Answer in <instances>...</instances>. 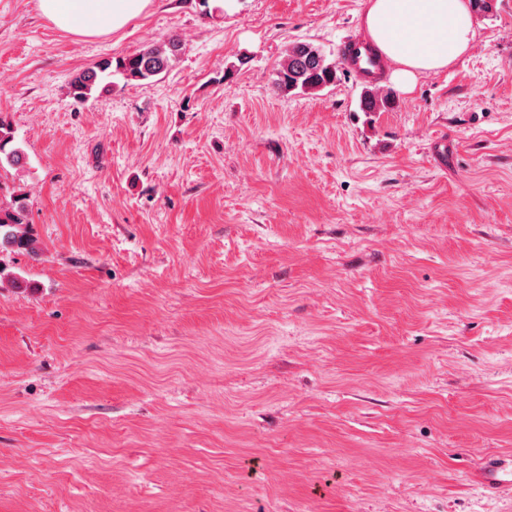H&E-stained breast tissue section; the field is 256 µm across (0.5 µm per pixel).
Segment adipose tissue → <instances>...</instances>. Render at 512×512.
Listing matches in <instances>:
<instances>
[{
	"mask_svg": "<svg viewBox=\"0 0 512 512\" xmlns=\"http://www.w3.org/2000/svg\"><path fill=\"white\" fill-rule=\"evenodd\" d=\"M152 0H38L41 15L82 38H101L145 13ZM362 23L394 66L392 79L410 87L466 54L474 37L469 0H366Z\"/></svg>",
	"mask_w": 512,
	"mask_h": 512,
	"instance_id": "adipose-tissue-1",
	"label": "adipose tissue"
}]
</instances>
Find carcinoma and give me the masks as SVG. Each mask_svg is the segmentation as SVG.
<instances>
[{
  "instance_id": "cac0c4a2",
  "label": "carcinoma",
  "mask_w": 512,
  "mask_h": 512,
  "mask_svg": "<svg viewBox=\"0 0 512 512\" xmlns=\"http://www.w3.org/2000/svg\"><path fill=\"white\" fill-rule=\"evenodd\" d=\"M178 40L155 42L142 51L116 61L106 58L86 71L79 73L71 82V95L77 102L90 99L96 89L112 91V77L120 76L124 82L146 81L169 69L181 54ZM338 63L327 60L320 47L297 42L288 47L285 55L275 67L274 86L281 93L320 91L336 83ZM394 96L376 88L364 90L360 107L364 112H385L392 107ZM14 137L11 127L0 117V169L10 167L17 171L24 168L25 154L12 146ZM26 196L11 197L0 201V247L8 245L27 252L36 251V240L31 235L26 221Z\"/></svg>"
}]
</instances>
